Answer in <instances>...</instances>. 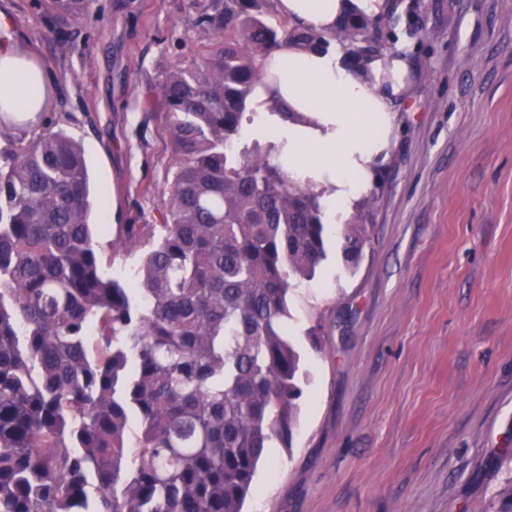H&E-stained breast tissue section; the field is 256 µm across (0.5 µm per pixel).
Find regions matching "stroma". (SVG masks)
Here are the masks:
<instances>
[{"label":"stroma","mask_w":512,"mask_h":512,"mask_svg":"<svg viewBox=\"0 0 512 512\" xmlns=\"http://www.w3.org/2000/svg\"><path fill=\"white\" fill-rule=\"evenodd\" d=\"M206 2L93 0L76 23L0 0V41L46 74L45 118L83 142L94 223H159L175 158L143 92L200 57ZM397 2L381 30L410 75L370 240L350 266L327 225L288 301L301 411L244 512H497L512 468V0ZM94 242L134 276L140 249Z\"/></svg>","instance_id":"1"}]
</instances>
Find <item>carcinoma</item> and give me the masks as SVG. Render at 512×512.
Returning a JSON list of instances; mask_svg holds the SVG:
<instances>
[{
	"instance_id": "obj_1",
	"label": "carcinoma",
	"mask_w": 512,
	"mask_h": 512,
	"mask_svg": "<svg viewBox=\"0 0 512 512\" xmlns=\"http://www.w3.org/2000/svg\"><path fill=\"white\" fill-rule=\"evenodd\" d=\"M92 0H50L74 22ZM272 0H208L209 50L146 92L176 158L159 224H121L144 248L109 277L93 241L81 140L0 145V512H242L302 396L290 292L326 258L317 197L254 144L239 147L260 62L285 42L383 58L378 21L330 33L267 21ZM345 224V255L370 238ZM138 422L132 432L131 422Z\"/></svg>"
}]
</instances>
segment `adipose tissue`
<instances>
[{"label":"adipose tissue","instance_id":"1","mask_svg":"<svg viewBox=\"0 0 512 512\" xmlns=\"http://www.w3.org/2000/svg\"><path fill=\"white\" fill-rule=\"evenodd\" d=\"M380 13L385 0H277L280 16L328 33L345 4ZM408 64L375 62L370 76L351 71L340 49L292 43L266 56L262 81L247 108L242 139L256 141L271 159L323 205L329 223H341L352 199L387 156L391 104L405 90ZM40 66L16 47H0V120L20 126L44 109Z\"/></svg>","mask_w":512,"mask_h":512}]
</instances>
